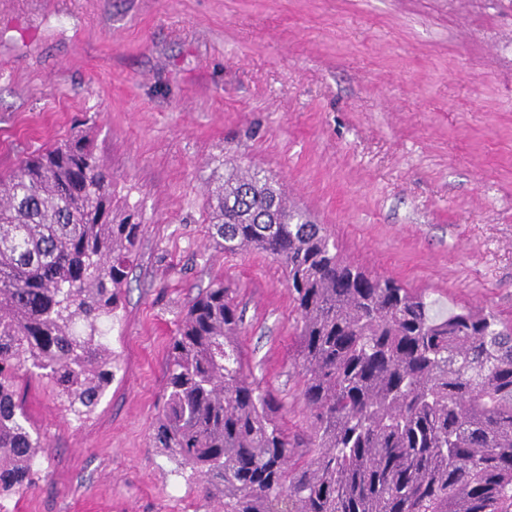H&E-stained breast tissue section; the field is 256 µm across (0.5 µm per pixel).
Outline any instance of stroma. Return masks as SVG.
<instances>
[{"mask_svg":"<svg viewBox=\"0 0 512 512\" xmlns=\"http://www.w3.org/2000/svg\"><path fill=\"white\" fill-rule=\"evenodd\" d=\"M81 133L143 225L106 320L114 377L77 420L19 372L50 456L6 512H217L150 435L168 343L219 281L247 372L306 430L283 269L211 236L225 159L371 274L512 323V0H0V174Z\"/></svg>","mask_w":512,"mask_h":512,"instance_id":"stroma-1","label":"stroma"}]
</instances>
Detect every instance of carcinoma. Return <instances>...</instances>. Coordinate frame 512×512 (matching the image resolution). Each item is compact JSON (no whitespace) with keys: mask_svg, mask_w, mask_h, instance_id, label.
I'll return each mask as SVG.
<instances>
[{"mask_svg":"<svg viewBox=\"0 0 512 512\" xmlns=\"http://www.w3.org/2000/svg\"><path fill=\"white\" fill-rule=\"evenodd\" d=\"M114 195L84 135L0 175V498L32 490L49 456L18 373L40 370L81 415L113 377L97 324L143 227ZM207 204L225 251L283 267L310 425L290 438L249 378L219 282L170 340L152 447L224 512H512V324L467 306L433 317L425 293L344 258L262 170L225 162Z\"/></svg>","mask_w":512,"mask_h":512,"instance_id":"carcinoma-1","label":"carcinoma"}]
</instances>
